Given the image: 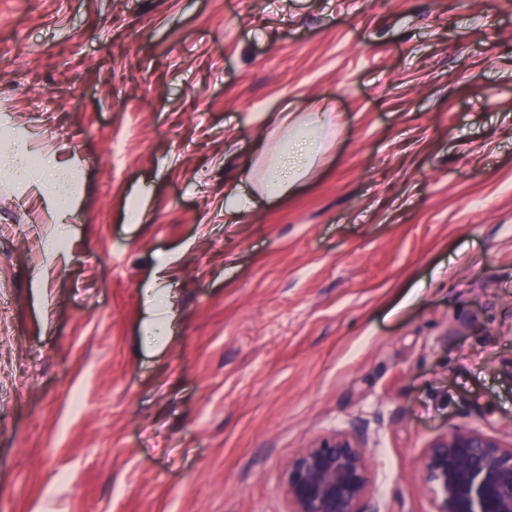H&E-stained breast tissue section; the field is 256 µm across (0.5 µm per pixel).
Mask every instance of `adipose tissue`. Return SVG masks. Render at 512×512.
Here are the masks:
<instances>
[{"label":"adipose tissue","instance_id":"1","mask_svg":"<svg viewBox=\"0 0 512 512\" xmlns=\"http://www.w3.org/2000/svg\"><path fill=\"white\" fill-rule=\"evenodd\" d=\"M336 104L333 100L317 102L315 113L306 115L284 106L265 115L268 141L261 149V157L268 163L271 182L264 191L272 196L287 193L302 179L309 176L315 161L324 155L329 145L319 133L333 123ZM12 175L21 191H29L34 184H41L58 201L54 212L56 223H65L69 212V201L64 189L70 181L67 166L53 164L42 175H34L23 159L12 162Z\"/></svg>","mask_w":512,"mask_h":512}]
</instances>
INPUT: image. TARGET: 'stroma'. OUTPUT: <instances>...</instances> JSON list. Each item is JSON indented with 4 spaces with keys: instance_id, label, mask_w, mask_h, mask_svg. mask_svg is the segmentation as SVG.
Here are the masks:
<instances>
[{
    "instance_id": "1",
    "label": "stroma",
    "mask_w": 512,
    "mask_h": 512,
    "mask_svg": "<svg viewBox=\"0 0 512 512\" xmlns=\"http://www.w3.org/2000/svg\"><path fill=\"white\" fill-rule=\"evenodd\" d=\"M322 97L260 195L263 113ZM16 155L72 166L65 229ZM459 424L512 438V0H0V512H286L351 426L431 512ZM292 103H287L278 112H266L265 125L268 130L267 145L263 144L260 156L268 162L271 184L260 187L270 196L286 194L302 179L309 176L315 161L330 148L326 140L316 136L295 135V132L314 126L323 131L336 118V104L332 99H322L316 103V112L304 115L294 112ZM287 134L284 143L280 134Z\"/></svg>"
}]
</instances>
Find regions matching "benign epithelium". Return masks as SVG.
I'll return each instance as SVG.
<instances>
[{
	"instance_id": "obj_1",
	"label": "benign epithelium",
	"mask_w": 512,
	"mask_h": 512,
	"mask_svg": "<svg viewBox=\"0 0 512 512\" xmlns=\"http://www.w3.org/2000/svg\"><path fill=\"white\" fill-rule=\"evenodd\" d=\"M370 448L358 428L317 438L281 467L286 512H380ZM432 512H512V441L461 424L416 460Z\"/></svg>"
}]
</instances>
